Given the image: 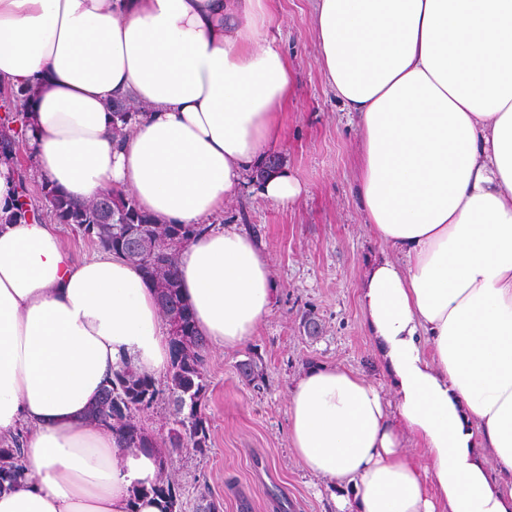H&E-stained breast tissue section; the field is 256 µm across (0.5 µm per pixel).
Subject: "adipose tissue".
Here are the masks:
<instances>
[{"label": "adipose tissue", "mask_w": 512, "mask_h": 512, "mask_svg": "<svg viewBox=\"0 0 512 512\" xmlns=\"http://www.w3.org/2000/svg\"><path fill=\"white\" fill-rule=\"evenodd\" d=\"M273 14V0H0V86L31 92L39 180L204 225L176 272L219 348L254 335L276 285L256 241L212 217L257 173L275 204L305 191L261 171L294 89ZM309 19L323 80L358 117L364 222L401 258L370 262L357 289L393 400L356 370L307 369L288 444L336 512H512V0H312ZM123 97L145 111L119 142ZM126 367H169L142 271L72 259L42 220L0 224V441L23 434L31 477L0 512H161L132 498L157 455L87 418Z\"/></svg>", "instance_id": "1"}]
</instances>
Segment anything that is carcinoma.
<instances>
[{
	"label": "carcinoma",
	"mask_w": 512,
	"mask_h": 512,
	"mask_svg": "<svg viewBox=\"0 0 512 512\" xmlns=\"http://www.w3.org/2000/svg\"><path fill=\"white\" fill-rule=\"evenodd\" d=\"M26 91L10 89L0 92V106L9 112L4 124L20 125L14 135L0 129V139L27 141ZM26 172H21L16 204L0 215L7 224L31 212L39 218L44 210L59 224H83L81 234L104 252L123 255L141 269L151 282L162 312L180 319L181 332L171 330L169 368L163 381L125 369L112 377L100 401L90 410L89 417L112 429L127 448L150 450L158 455L161 470L185 449L204 455L208 452V427L203 414L208 383L204 370L208 344L196 329L189 328L193 314L185 304L175 270V247L205 230L203 226L157 224L144 214L128 193L103 195L94 205H77L64 192L47 184L41 187V199L29 194ZM167 398L173 407V428L167 439L159 442L136 420V414L150 408L159 398ZM22 435L11 443L0 445V490L5 485L25 481L28 476L20 464ZM152 496L164 501V512H181L180 492L163 478L149 488H137L133 499Z\"/></svg>",
	"instance_id": "cac0c4a2"
}]
</instances>
